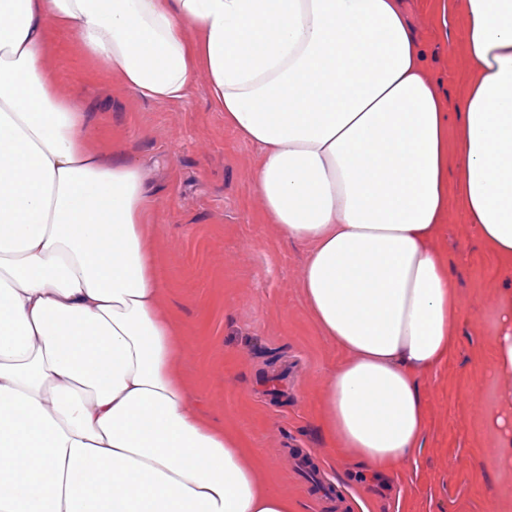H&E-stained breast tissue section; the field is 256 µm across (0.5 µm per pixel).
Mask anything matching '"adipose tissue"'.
Wrapping results in <instances>:
<instances>
[{
	"label": "adipose tissue",
	"mask_w": 512,
	"mask_h": 512,
	"mask_svg": "<svg viewBox=\"0 0 512 512\" xmlns=\"http://www.w3.org/2000/svg\"><path fill=\"white\" fill-rule=\"evenodd\" d=\"M466 8L474 74L451 99L402 0H0V512H294L188 407L141 170L58 95L52 30L146 99L183 100L208 74L262 151L256 189L306 245L304 296L345 355L320 429L384 474L420 448V376L455 342L433 245L449 191L512 265V0ZM496 370L512 437V292Z\"/></svg>",
	"instance_id": "ef3b65f1"
}]
</instances>
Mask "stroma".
<instances>
[{"label":"stroma","instance_id":"1","mask_svg":"<svg viewBox=\"0 0 512 512\" xmlns=\"http://www.w3.org/2000/svg\"><path fill=\"white\" fill-rule=\"evenodd\" d=\"M426 51V75L456 97L468 72L465 0H403ZM44 65L79 104L107 154L139 165L154 202L152 247L163 304L183 329L179 365L189 405L236 431L256 472L296 512H512V468L485 421L497 410L495 307L512 275L467 224L456 194L436 247L448 259L462 318L458 345L421 386V451L379 476L339 455L319 431L328 374L344 358L314 321L300 288L306 249L271 224L255 189L258 147L224 121L198 72L186 99L137 96L56 30ZM330 479L338 501L318 480Z\"/></svg>","mask_w":512,"mask_h":512}]
</instances>
